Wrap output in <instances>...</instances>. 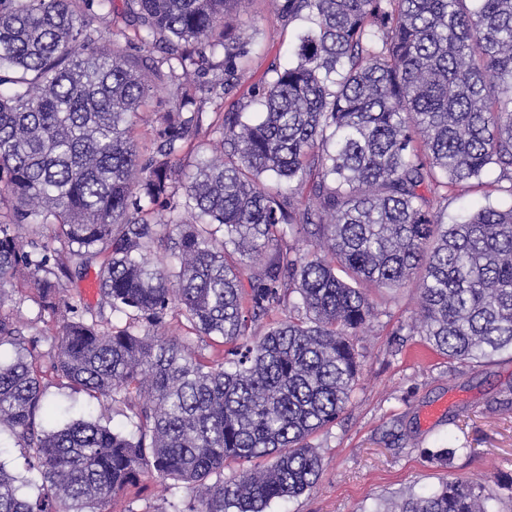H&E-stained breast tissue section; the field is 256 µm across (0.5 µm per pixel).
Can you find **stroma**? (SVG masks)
<instances>
[{"mask_svg":"<svg viewBox=\"0 0 512 512\" xmlns=\"http://www.w3.org/2000/svg\"><path fill=\"white\" fill-rule=\"evenodd\" d=\"M233 12L253 38L244 68L262 75L287 63L296 23L273 0H235ZM378 317L353 338L361 373L336 423L313 439L323 462L317 485L303 495L272 502L267 512H384L391 503L458 476L484 486L494 512H512V354L465 366L448 361L418 333L415 289L374 295ZM58 417L79 418L97 404L82 392L44 381ZM444 412L432 423L425 414ZM453 448L450 467L431 460L435 448ZM0 466L21 481L20 495L36 497L27 457L11 429L0 426ZM190 499L184 487H165L152 471L115 497L109 512H177Z\"/></svg>","mask_w":512,"mask_h":512,"instance_id":"35a3bbf8","label":"stroma"}]
</instances>
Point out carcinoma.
<instances>
[{"label":"carcinoma","instance_id":"obj_1","mask_svg":"<svg viewBox=\"0 0 512 512\" xmlns=\"http://www.w3.org/2000/svg\"><path fill=\"white\" fill-rule=\"evenodd\" d=\"M230 2L123 0L131 39L94 27L114 0H0V304L21 283L60 323L42 351L0 314L18 346L0 425L38 487L18 496L0 466V512H104L147 465L192 493L189 512L304 494L322 472L311 438L360 371L350 337L380 314L373 288L414 285L420 335L450 360L512 352V0H279L302 22L294 60L207 124L202 93L235 94L250 51ZM167 82L178 104L143 148L135 118ZM493 170L499 202L448 222ZM95 264L96 312L64 296ZM175 317L222 356L168 337ZM47 373L125 426L48 429ZM485 500L455 479L398 512Z\"/></svg>","mask_w":512,"mask_h":512}]
</instances>
